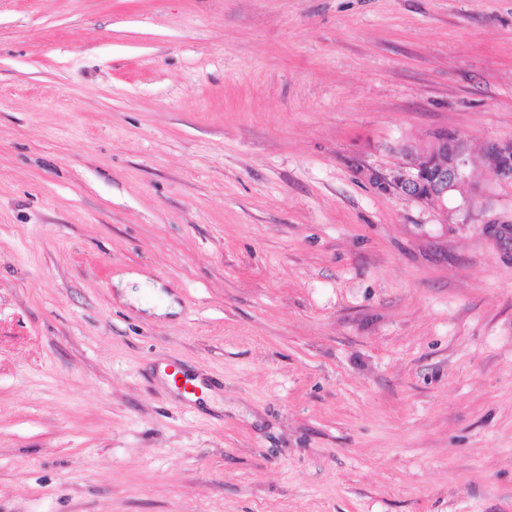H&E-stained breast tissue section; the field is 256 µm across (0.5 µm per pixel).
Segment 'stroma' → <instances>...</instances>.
I'll return each mask as SVG.
<instances>
[{"mask_svg": "<svg viewBox=\"0 0 512 512\" xmlns=\"http://www.w3.org/2000/svg\"><path fill=\"white\" fill-rule=\"evenodd\" d=\"M444 129L512 0H0V512H512V186L371 180Z\"/></svg>", "mask_w": 512, "mask_h": 512, "instance_id": "stroma-1", "label": "stroma"}]
</instances>
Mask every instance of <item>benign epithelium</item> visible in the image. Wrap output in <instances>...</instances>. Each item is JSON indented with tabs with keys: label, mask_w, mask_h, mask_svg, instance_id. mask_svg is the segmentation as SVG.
Wrapping results in <instances>:
<instances>
[{
	"label": "benign epithelium",
	"mask_w": 512,
	"mask_h": 512,
	"mask_svg": "<svg viewBox=\"0 0 512 512\" xmlns=\"http://www.w3.org/2000/svg\"><path fill=\"white\" fill-rule=\"evenodd\" d=\"M494 159L495 179L512 184V140H496L484 149ZM473 163L466 140L457 133L441 130L433 133L425 150L406 147L402 161L383 175H372L381 190H394L440 211L448 210V192L467 179Z\"/></svg>",
	"instance_id": "7a95c632"
}]
</instances>
